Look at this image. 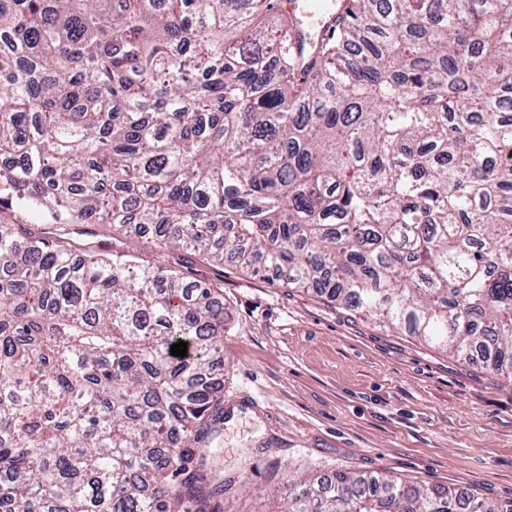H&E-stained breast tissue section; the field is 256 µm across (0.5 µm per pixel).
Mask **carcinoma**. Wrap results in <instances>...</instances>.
Here are the masks:
<instances>
[{
    "label": "carcinoma",
    "mask_w": 512,
    "mask_h": 512,
    "mask_svg": "<svg viewBox=\"0 0 512 512\" xmlns=\"http://www.w3.org/2000/svg\"><path fill=\"white\" fill-rule=\"evenodd\" d=\"M289 27L280 0H0V505L224 492L193 468L224 423L221 294L88 224L512 375V0H347L308 74ZM292 484L284 512H512L386 474ZM85 229L88 232H95L97 234V236L88 237L89 239L99 242L101 247H108L113 253L123 252L128 247H136L143 253L146 259H154V261H159V264L167 263V257L156 259L155 248L151 244V240L148 239V236H140L137 233H132L128 236H123L117 232L112 234V231L109 229H103L99 226L91 225L85 227ZM163 259H165V261Z\"/></svg>",
    "instance_id": "1"
}]
</instances>
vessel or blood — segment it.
<instances>
[{
    "instance_id": "1",
    "label": "vessel or blood",
    "mask_w": 512,
    "mask_h": 512,
    "mask_svg": "<svg viewBox=\"0 0 512 512\" xmlns=\"http://www.w3.org/2000/svg\"><path fill=\"white\" fill-rule=\"evenodd\" d=\"M345 0H290L292 40L301 67H309L317 58L322 39L330 35Z\"/></svg>"
}]
</instances>
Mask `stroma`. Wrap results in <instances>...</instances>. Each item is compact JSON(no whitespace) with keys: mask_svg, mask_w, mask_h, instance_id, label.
Here are the masks:
<instances>
[{"mask_svg":"<svg viewBox=\"0 0 512 512\" xmlns=\"http://www.w3.org/2000/svg\"><path fill=\"white\" fill-rule=\"evenodd\" d=\"M224 293V423L201 461L208 512H282L297 475L385 472L512 500V381L403 331L181 252Z\"/></svg>","mask_w":512,"mask_h":512,"instance_id":"35a3bbf8","label":"stroma"}]
</instances>
